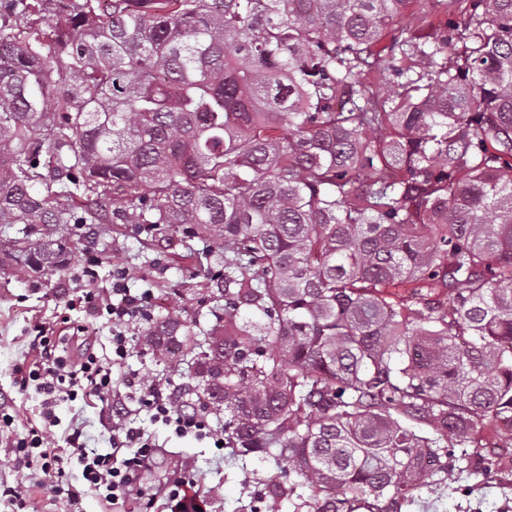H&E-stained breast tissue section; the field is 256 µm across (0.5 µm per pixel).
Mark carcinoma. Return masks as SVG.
<instances>
[{
    "mask_svg": "<svg viewBox=\"0 0 512 512\" xmlns=\"http://www.w3.org/2000/svg\"><path fill=\"white\" fill-rule=\"evenodd\" d=\"M0 0V271L57 224L224 250L215 323L162 320L224 444L294 512H401L451 449L512 433V0ZM441 14L432 22L422 5ZM412 22H403L404 16ZM44 199L30 196L45 179ZM258 317L253 321L246 314ZM57 1L56 0H44L42 6V13L38 16H33L34 19L39 18L36 22L21 19L17 22L20 29L26 31L25 35L30 34L32 40L39 38L42 42H47L53 31L56 29V22L59 15L57 14Z\"/></svg>",
    "mask_w": 512,
    "mask_h": 512,
    "instance_id": "1",
    "label": "carcinoma"
}]
</instances>
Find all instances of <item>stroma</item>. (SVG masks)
I'll use <instances>...</instances> for the list:
<instances>
[{
	"instance_id": "1",
	"label": "stroma",
	"mask_w": 512,
	"mask_h": 512,
	"mask_svg": "<svg viewBox=\"0 0 512 512\" xmlns=\"http://www.w3.org/2000/svg\"><path fill=\"white\" fill-rule=\"evenodd\" d=\"M56 236L68 247L63 269L38 278L0 275V512H160L147 508L144 499L111 505L86 493L75 503L67 497L66 488L82 490L84 486L80 466L68 456L67 435L77 430L86 447L103 452L109 447L110 410L95 398L58 401L52 433L62 458L59 469L43 470L36 461L28 469L17 470L14 441L29 430L43 428L41 398L34 391H20L19 373L36 359L33 341L38 325L60 333L62 350L74 360L81 356L82 340L73 331L89 326L98 356H110L111 322L103 316L90 319L75 303L81 293L77 275L86 265L96 272L98 292L109 288L117 265L129 270L131 288L152 289L151 320L207 327L213 321L208 313L212 287L199 273L202 245L171 240L163 233L147 234L136 224H64ZM204 261L217 266L221 254L213 252ZM191 358L186 347L180 360L168 364L136 342L123 368L114 369L113 376L138 374L142 394L158 382L182 392L193 382ZM134 422L161 450L156 466L141 482L145 495L173 478L181 464L186 479L208 501L210 512H250L255 496L277 470L269 455L242 457L229 448L216 449L208 440L175 437L153 424L146 413L136 414ZM499 452L492 474H484L475 464L455 470L447 485L421 489L416 503L404 512H512V436L501 437ZM19 484L27 501L23 508L8 495L9 488Z\"/></svg>"
}]
</instances>
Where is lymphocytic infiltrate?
Instances as JSON below:
<instances>
[{
	"label": "lymphocytic infiltrate",
	"mask_w": 512,
	"mask_h": 512,
	"mask_svg": "<svg viewBox=\"0 0 512 512\" xmlns=\"http://www.w3.org/2000/svg\"><path fill=\"white\" fill-rule=\"evenodd\" d=\"M130 273L119 267L112 272V294L100 297L93 288L95 272L85 269L80 277L85 287L81 297L90 315L107 316L112 323V363L104 365L93 348H85L79 361L61 355L53 337L45 331L35 336L39 359L22 372L20 390H35L42 398V416L52 421L53 408L62 398L97 397L112 402L110 448L99 452L86 448L79 433L70 434L66 442L82 467L87 492L102 501L117 503L124 495L136 491L142 470L157 451V446L141 428L132 424L134 410L150 413L153 421L170 428L177 436L209 438L213 443L224 440V432L213 427L205 413L186 407L166 386L155 387L149 395L130 398L134 377L114 381L112 368L121 364L131 350L129 326L146 321L153 299L151 289L138 291L129 286Z\"/></svg>",
	"instance_id": "f902f5d3"
}]
</instances>
